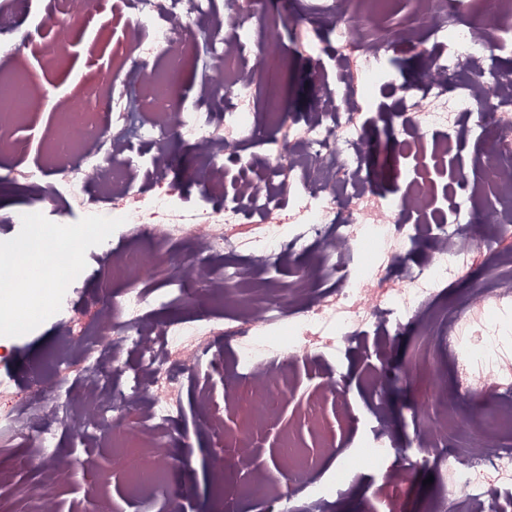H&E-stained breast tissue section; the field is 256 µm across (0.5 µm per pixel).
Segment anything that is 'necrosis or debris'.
<instances>
[{
  "label": "necrosis or debris",
  "mask_w": 512,
  "mask_h": 512,
  "mask_svg": "<svg viewBox=\"0 0 512 512\" xmlns=\"http://www.w3.org/2000/svg\"><path fill=\"white\" fill-rule=\"evenodd\" d=\"M350 2L299 0L297 22L315 32L309 55L331 54L335 72L314 69L313 111L287 139L273 141L269 155L230 172L224 158L253 145L264 127L283 123L288 57L275 48L274 30L258 23L247 0H123L136 27L122 59L126 85L138 91L136 126L128 124L127 100L116 94L97 113L64 110L45 146L54 183H44L42 168L13 169L12 180L37 190L39 199L89 212L103 190L113 214L139 239L195 248L160 290L144 254L112 252L103 220L72 228L41 222L35 210L13 216L27 229L24 245L0 242V251L28 271L0 279V340L17 332L20 308L31 324L60 318V345L75 340L71 274L86 254L101 259L108 277L131 284L95 308L96 346L58 356L50 371L30 377L29 400L0 411V430L26 440L29 464L47 473L29 486L24 512H59L55 490L70 460L59 454L57 428L85 448L90 467L94 438L111 436V413L120 408L138 419L115 456L129 477L128 500L165 484L156 453L166 446L182 378L198 354L232 366L224 408L214 406L206 384L198 386L214 436L216 486L251 473L248 492L269 512H288L286 490L256 468L252 450L225 447V411H244L243 432L257 440L278 422L288 367L302 361L319 370L367 337L411 331L459 368L455 384L440 374L432 387L441 408L423 437L442 469L443 493L431 512H512V450L497 443L512 436V379L497 371L505 347L496 329L473 320L478 309L512 313V276L486 272L492 253L512 265V91L499 54L512 40V0H414L412 28L384 35L377 25L397 0H358L356 10ZM84 13L82 0H7L0 34L17 38V19L37 17L60 41L68 32L57 19ZM188 14L205 28L224 26L207 46V95L192 112L173 94L186 77L180 20ZM422 45L431 76L402 86L395 112L406 133L405 186L375 202L364 175L362 110L389 82L385 58ZM175 135L192 147L211 146L197 170L207 206L178 203L166 187L178 164L167 149ZM471 141L484 147L475 165L463 155ZM424 157L431 166H419ZM451 159L454 175L438 184L436 168ZM489 181L506 193L490 208L481 202ZM423 239L430 244L424 258L405 262ZM309 255L316 263L296 281L272 278ZM459 280L464 287L453 305L436 311L445 288ZM202 289L216 302L208 314L166 323L151 317L150 306L162 297L196 307ZM461 405L469 410L462 423L454 418ZM364 454L371 466H384L385 485H394L398 462L387 424L371 430Z\"/></svg>",
  "instance_id": "obj_1"
}]
</instances>
